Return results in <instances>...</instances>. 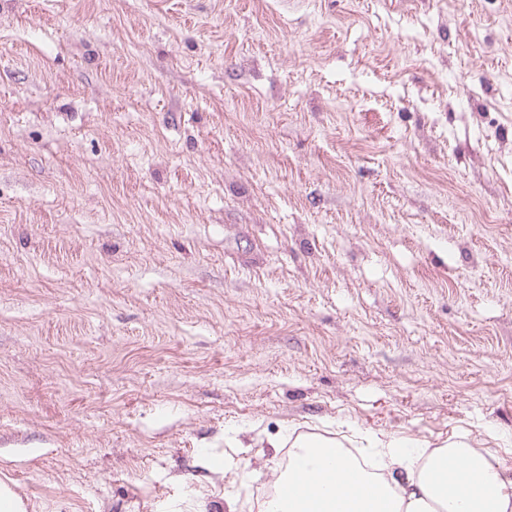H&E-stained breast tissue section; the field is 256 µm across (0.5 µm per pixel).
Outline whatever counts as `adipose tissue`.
Here are the masks:
<instances>
[{"mask_svg":"<svg viewBox=\"0 0 512 512\" xmlns=\"http://www.w3.org/2000/svg\"><path fill=\"white\" fill-rule=\"evenodd\" d=\"M378 471L363 469L339 443L296 438L281 476L288 498L264 512H512V471L463 442L410 452L396 438H374Z\"/></svg>","mask_w":512,"mask_h":512,"instance_id":"ef3b65f1","label":"adipose tissue"}]
</instances>
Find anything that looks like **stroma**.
<instances>
[{"instance_id": "35a3bbf8", "label": "stroma", "mask_w": 512, "mask_h": 512, "mask_svg": "<svg viewBox=\"0 0 512 512\" xmlns=\"http://www.w3.org/2000/svg\"><path fill=\"white\" fill-rule=\"evenodd\" d=\"M371 434L512 470V0H0L26 512H259Z\"/></svg>"}]
</instances>
